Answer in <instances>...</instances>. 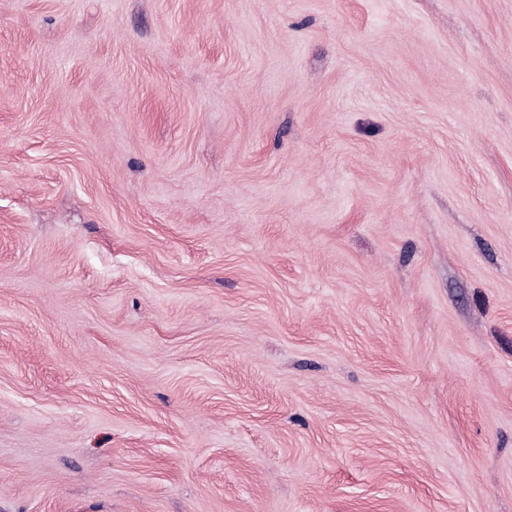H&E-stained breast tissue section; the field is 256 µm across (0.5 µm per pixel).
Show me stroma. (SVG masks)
<instances>
[{
    "mask_svg": "<svg viewBox=\"0 0 512 512\" xmlns=\"http://www.w3.org/2000/svg\"><path fill=\"white\" fill-rule=\"evenodd\" d=\"M0 512H512V0H0Z\"/></svg>",
    "mask_w": 512,
    "mask_h": 512,
    "instance_id": "1",
    "label": "stroma"
}]
</instances>
